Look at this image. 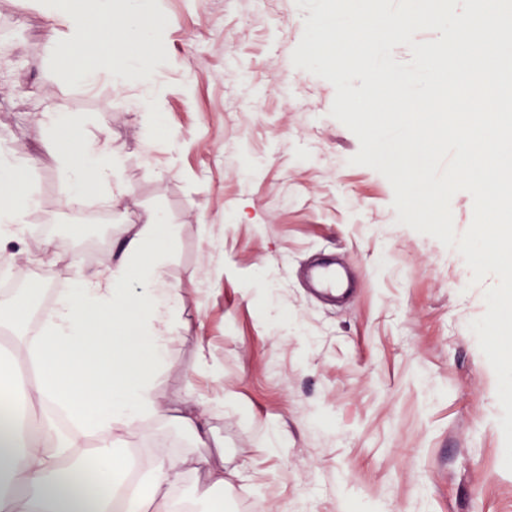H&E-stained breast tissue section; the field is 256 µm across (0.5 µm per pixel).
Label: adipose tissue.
<instances>
[{"label":"adipose tissue","mask_w":512,"mask_h":512,"mask_svg":"<svg viewBox=\"0 0 512 512\" xmlns=\"http://www.w3.org/2000/svg\"><path fill=\"white\" fill-rule=\"evenodd\" d=\"M49 20L48 42H63L66 54L78 58L90 43L123 52L115 87L125 72H134L144 89L142 112L159 110L164 88L151 57L130 52L148 35L144 23L147 0H127L122 16L112 17V0H40ZM101 24H93V17ZM43 127L54 142H69L77 127L64 104H53ZM70 144V142H69ZM60 162L68 175L65 203L84 204L91 190L105 188L101 202L131 201L114 176L122 165L106 143L70 144ZM39 205L24 188L20 170L0 155V257L22 241L28 214ZM160 214L118 232L122 259L112 267L80 273L77 284L61 295L41 317L37 335L15 339L17 355L37 354L38 382L26 387V413H13L0 424V512H180L172 489L185 474L196 478L201 494L214 485L239 479L223 463L206 455L212 434L203 414L187 407L172 414L156 393L157 372L166 365L175 332L180 295L164 277L163 258L169 242L162 235ZM176 418L192 433L198 453L162 456L142 472L134 488L119 492L116 483L98 482L112 469L117 433L135 431L146 418ZM95 434V450L84 439Z\"/></svg>","instance_id":"1"}]
</instances>
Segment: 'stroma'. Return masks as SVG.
I'll list each match as a JSON object with an SVG mask.
<instances>
[{
	"mask_svg": "<svg viewBox=\"0 0 512 512\" xmlns=\"http://www.w3.org/2000/svg\"><path fill=\"white\" fill-rule=\"evenodd\" d=\"M306 13L295 0H150L167 95L148 126L137 78L113 89L115 57L56 59L36 0H0V151L40 199L0 273L40 284L37 327L77 271L119 260L114 230L160 211L181 304L157 391L195 402L211 453L245 471L212 488L224 512H512L497 379L469 329L496 278L472 284L455 249L397 224L383 175L351 164L360 143L330 114L333 85L292 63ZM88 66L103 70L91 86ZM55 99L79 142L121 155L134 208H66L68 176L41 127ZM48 237L62 257L51 268L33 259ZM327 257L356 280L338 306L303 276ZM195 450L176 420L154 418L118 447L141 467Z\"/></svg>",
	"mask_w": 512,
	"mask_h": 512,
	"instance_id": "obj_1",
	"label": "stroma"
}]
</instances>
